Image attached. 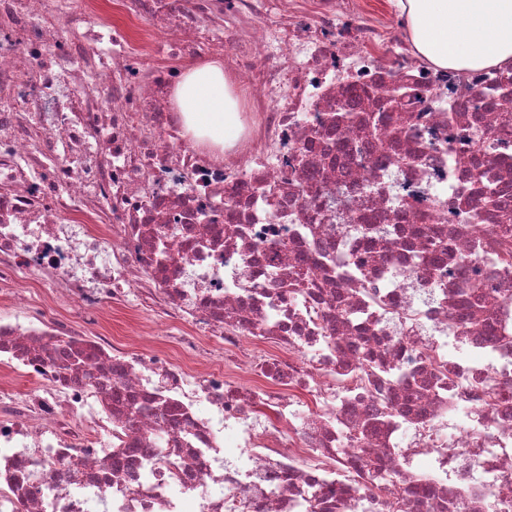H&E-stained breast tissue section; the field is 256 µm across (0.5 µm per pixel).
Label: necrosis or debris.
<instances>
[{
  "label": "necrosis or debris",
  "instance_id": "4bbe7bcc",
  "mask_svg": "<svg viewBox=\"0 0 512 512\" xmlns=\"http://www.w3.org/2000/svg\"><path fill=\"white\" fill-rule=\"evenodd\" d=\"M0 300V512H512V69L354 0H0ZM178 105L190 124L216 141L232 134L237 112L224 91V71L219 63L195 65L178 90ZM105 322L112 331V334L120 336H131L141 341L144 345H153L160 347L165 344L166 336H141L147 331L142 320L137 318L132 311L128 309H108Z\"/></svg>",
  "mask_w": 512,
  "mask_h": 512
}]
</instances>
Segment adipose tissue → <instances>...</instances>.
Masks as SVG:
<instances>
[{"mask_svg": "<svg viewBox=\"0 0 512 512\" xmlns=\"http://www.w3.org/2000/svg\"><path fill=\"white\" fill-rule=\"evenodd\" d=\"M417 50L440 68H512V0H398ZM190 124L214 140L229 137L235 107L220 64L193 66L178 90Z\"/></svg>", "mask_w": 512, "mask_h": 512, "instance_id": "obj_1", "label": "adipose tissue"}]
</instances>
